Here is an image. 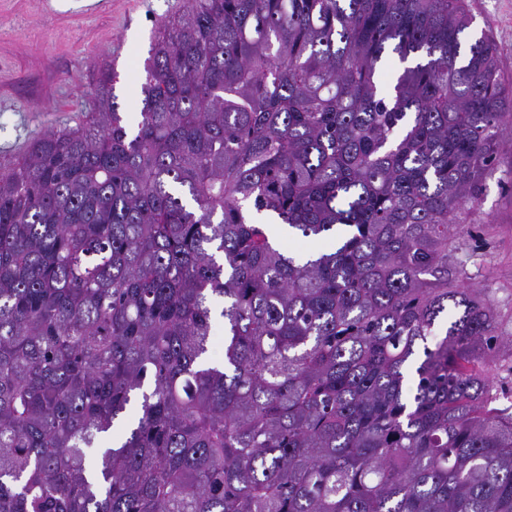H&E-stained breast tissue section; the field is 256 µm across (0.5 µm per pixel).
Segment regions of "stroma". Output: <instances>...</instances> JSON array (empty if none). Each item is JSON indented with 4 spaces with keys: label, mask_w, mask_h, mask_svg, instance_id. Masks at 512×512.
Wrapping results in <instances>:
<instances>
[{
    "label": "stroma",
    "mask_w": 512,
    "mask_h": 512,
    "mask_svg": "<svg viewBox=\"0 0 512 512\" xmlns=\"http://www.w3.org/2000/svg\"><path fill=\"white\" fill-rule=\"evenodd\" d=\"M469 36L497 44L512 99V0H464ZM185 0H0V172L49 128L93 111L104 73L116 72L121 111H139V78L157 24L182 12ZM458 219L476 224L483 241L478 287L487 289L498 331L512 336V130L504 131L499 169L485 180L477 208Z\"/></svg>",
    "instance_id": "stroma-1"
}]
</instances>
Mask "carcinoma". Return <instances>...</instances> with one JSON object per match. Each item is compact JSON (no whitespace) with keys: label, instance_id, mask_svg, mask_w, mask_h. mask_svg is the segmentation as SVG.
<instances>
[{"label":"carcinoma","instance_id":"cac0c4a2","mask_svg":"<svg viewBox=\"0 0 512 512\" xmlns=\"http://www.w3.org/2000/svg\"><path fill=\"white\" fill-rule=\"evenodd\" d=\"M470 22L187 0L132 122L105 89L0 173V512H512L456 221L512 109Z\"/></svg>","mask_w":512,"mask_h":512}]
</instances>
